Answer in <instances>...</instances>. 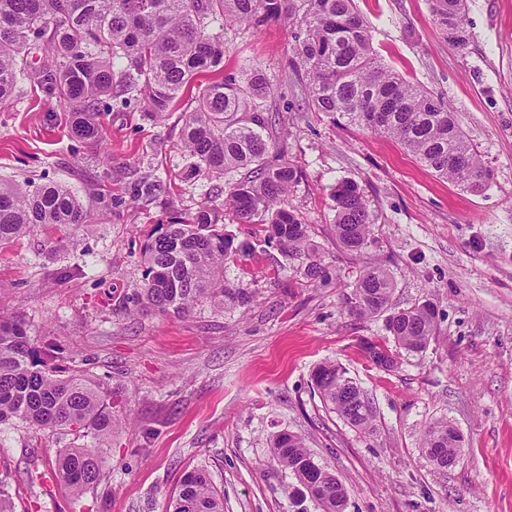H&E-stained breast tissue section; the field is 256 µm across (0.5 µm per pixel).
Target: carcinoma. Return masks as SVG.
Wrapping results in <instances>:
<instances>
[{"instance_id": "carcinoma-1", "label": "carcinoma", "mask_w": 512, "mask_h": 512, "mask_svg": "<svg viewBox=\"0 0 512 512\" xmlns=\"http://www.w3.org/2000/svg\"><path fill=\"white\" fill-rule=\"evenodd\" d=\"M438 27L460 47L468 41L465 0H428ZM219 22V30L210 26ZM282 21L292 30L295 70L308 105L331 112L364 130L397 139L437 176L482 192L491 171L460 128L455 112L440 98L385 65L354 0H0V104L9 102L24 77L69 105L70 126L79 138H103L101 104L137 92L148 112L162 116L204 72L223 68L224 27ZM55 58L28 73L30 42ZM266 76L253 72L241 86L217 79L199 89L196 107L184 114L182 143L194 172L204 177L237 174L225 204L243 224L269 225L268 238L301 261V275L325 280L328 267L310 243L309 225L283 198L302 178L289 162L273 163L278 143L270 136L273 117L263 102L271 96ZM337 243L358 252L373 224L368 201L351 181L336 184ZM93 215L67 187L36 188L0 181V250L40 224L61 227L91 223ZM230 238L209 210L162 225L143 245L137 304L160 316H181L200 302L216 309L245 307L253 296L224 284ZM395 281L382 266H370L352 284L346 308L372 318L389 307ZM436 316L428 303L392 312L386 341L369 342L368 358L379 368L397 365L398 350L418 353L434 337ZM323 403L351 427L372 424V403L336 365L313 376ZM16 421L35 430L68 429L103 442L121 417L112 411V390L84 371L45 362L33 346L30 326L17 312L0 317V425ZM273 459L290 472L322 512H343L346 492L336 475L314 461L302 437L283 432L271 443ZM422 448L445 473L462 452V436L446 419L430 423ZM106 466L96 448H63L55 475L74 497L95 484ZM165 512H224V495L201 470L184 473Z\"/></svg>"}]
</instances>
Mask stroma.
<instances>
[{"instance_id":"1","label":"stroma","mask_w":512,"mask_h":512,"mask_svg":"<svg viewBox=\"0 0 512 512\" xmlns=\"http://www.w3.org/2000/svg\"><path fill=\"white\" fill-rule=\"evenodd\" d=\"M385 64L449 102L494 173L465 191L423 166L395 139L303 105L288 26L227 31L225 76L263 71L276 92L282 158L301 169L285 197L329 267L305 283L296 260L225 207V181L195 175L182 146L185 91L157 119L130 93L102 116L106 137L69 131L65 106L29 82L0 105V180L69 187L95 216L76 244L56 225L0 251V316L23 312L35 343L58 363L112 388L126 422L106 442L68 430L0 426V474L15 512H164L186 471L206 472L224 512H321L270 453L272 437H303L341 479L345 512H512V0H467L469 43L441 34L427 0H355ZM357 184L374 222L360 252L333 233L337 183ZM157 184L153 196L143 184ZM216 209L232 243L224 282L255 296L250 308L208 303L187 315L138 310L141 248L158 225ZM57 249H50V242ZM369 265L396 281L392 306L436 309L435 336L376 367L363 345L387 338L385 316L349 315V285ZM334 363L372 398L368 432L322 404L312 375ZM445 418L464 450L447 473L421 448ZM81 444L108 459L102 481L75 499L54 478L60 449Z\"/></svg>"}]
</instances>
